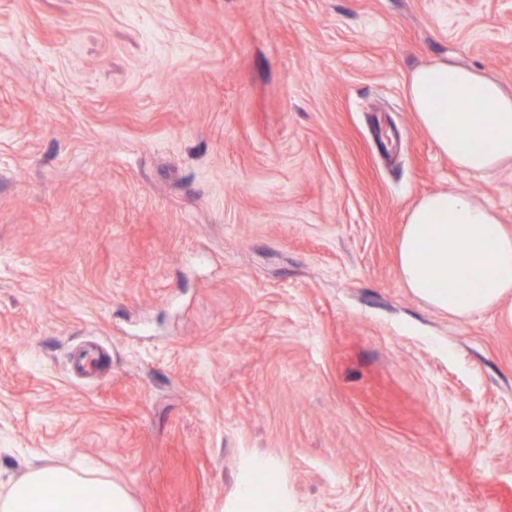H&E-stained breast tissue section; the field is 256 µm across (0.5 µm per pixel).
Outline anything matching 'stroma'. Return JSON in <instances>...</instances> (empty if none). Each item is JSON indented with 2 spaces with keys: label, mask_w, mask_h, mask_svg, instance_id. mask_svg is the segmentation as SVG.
Segmentation results:
<instances>
[{
  "label": "stroma",
  "mask_w": 512,
  "mask_h": 512,
  "mask_svg": "<svg viewBox=\"0 0 512 512\" xmlns=\"http://www.w3.org/2000/svg\"><path fill=\"white\" fill-rule=\"evenodd\" d=\"M446 57L512 92V0H0V496L49 462L142 512H512V298L397 273L424 194L512 229V171L405 98Z\"/></svg>",
  "instance_id": "1"
}]
</instances>
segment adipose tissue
<instances>
[{
  "label": "adipose tissue",
  "instance_id": "ef3b65f1",
  "mask_svg": "<svg viewBox=\"0 0 512 512\" xmlns=\"http://www.w3.org/2000/svg\"><path fill=\"white\" fill-rule=\"evenodd\" d=\"M405 96L419 130L467 178L512 167V93L445 59L409 71ZM405 288L431 307L470 318L512 295V231L462 189L427 194L408 211L397 248ZM0 512H141L118 483L50 463L0 499Z\"/></svg>",
  "mask_w": 512,
  "mask_h": 512
}]
</instances>
